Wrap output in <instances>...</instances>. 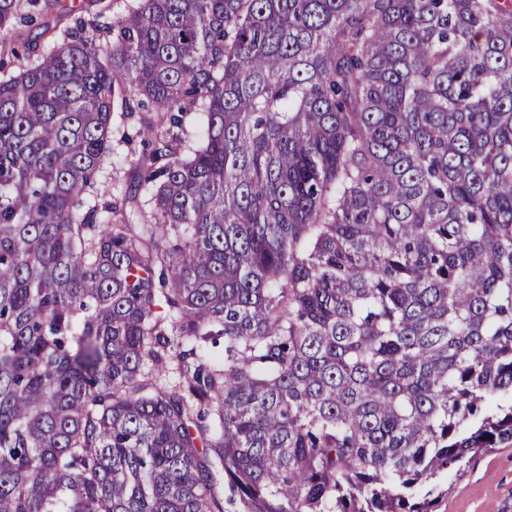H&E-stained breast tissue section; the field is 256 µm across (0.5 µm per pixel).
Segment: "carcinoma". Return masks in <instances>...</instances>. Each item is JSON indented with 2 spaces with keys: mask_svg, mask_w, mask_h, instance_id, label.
I'll use <instances>...</instances> for the list:
<instances>
[{
  "mask_svg": "<svg viewBox=\"0 0 512 512\" xmlns=\"http://www.w3.org/2000/svg\"><path fill=\"white\" fill-rule=\"evenodd\" d=\"M132 97L162 165L87 209ZM493 448L512 0H138L0 75V512H433Z\"/></svg>",
  "mask_w": 512,
  "mask_h": 512,
  "instance_id": "carcinoma-1",
  "label": "carcinoma"
}]
</instances>
